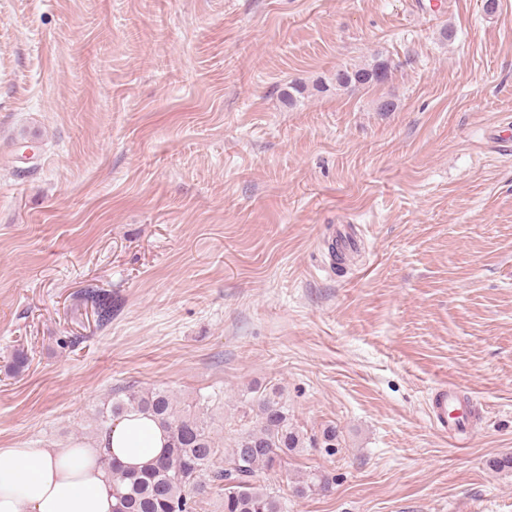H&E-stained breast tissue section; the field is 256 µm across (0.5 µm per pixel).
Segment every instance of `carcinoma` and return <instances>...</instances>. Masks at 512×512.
I'll use <instances>...</instances> for the list:
<instances>
[{
    "label": "carcinoma",
    "instance_id": "carcinoma-1",
    "mask_svg": "<svg viewBox=\"0 0 512 512\" xmlns=\"http://www.w3.org/2000/svg\"><path fill=\"white\" fill-rule=\"evenodd\" d=\"M391 64L377 58L363 66H343L333 75L338 90L377 85L388 80ZM98 322L112 320V296L97 289L85 292ZM151 415L167 432L163 453L137 468H125L104 456L102 469L109 473L115 512H197L209 494L223 499V512H284L279 495L259 480V473L282 465L304 447L305 437L288 417L277 392L259 396L244 412L255 417L226 448L213 430V409L198 400L181 404L165 388L125 387L112 396L109 407L95 416L96 430H105L129 412ZM329 481L312 473L293 486L299 498L325 492Z\"/></svg>",
    "mask_w": 512,
    "mask_h": 512
}]
</instances>
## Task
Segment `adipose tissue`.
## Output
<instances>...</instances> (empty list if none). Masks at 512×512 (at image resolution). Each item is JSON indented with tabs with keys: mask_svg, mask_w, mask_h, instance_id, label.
<instances>
[{
	"mask_svg": "<svg viewBox=\"0 0 512 512\" xmlns=\"http://www.w3.org/2000/svg\"><path fill=\"white\" fill-rule=\"evenodd\" d=\"M167 434L151 417L113 421L95 443L74 448H0V512H112L100 457L138 467L158 456Z\"/></svg>",
	"mask_w": 512,
	"mask_h": 512,
	"instance_id": "1",
	"label": "adipose tissue"
}]
</instances>
